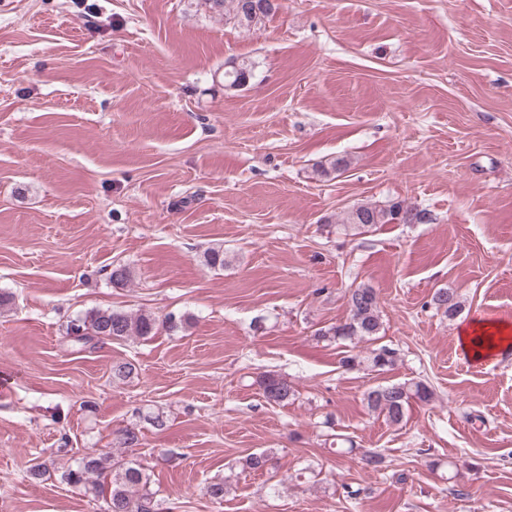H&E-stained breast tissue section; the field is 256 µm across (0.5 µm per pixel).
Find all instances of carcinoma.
<instances>
[{
    "label": "carcinoma",
    "instance_id": "1",
    "mask_svg": "<svg viewBox=\"0 0 512 512\" xmlns=\"http://www.w3.org/2000/svg\"><path fill=\"white\" fill-rule=\"evenodd\" d=\"M209 11L223 17L240 28H250L281 9L270 0H205ZM256 64L242 61L232 69L224 71V87L236 89L249 84L254 76ZM427 213L407 206L401 201L385 204L361 203L348 211L345 223L361 233H367L379 224H422ZM115 287H123L131 280L130 268L117 264L108 274ZM436 308L453 318L460 310L457 296L444 289L432 297ZM350 315L346 321L316 331V336H332L336 339L374 341L381 330V314L376 291L369 285L360 284L348 292ZM170 332L182 328V320L174 315L162 322L147 314H131L122 310H94L70 322L66 329L68 342L81 350L94 349L102 340L124 341L129 338H146L155 334L157 326ZM395 350L381 346L370 352L367 361L376 371H385L396 363ZM264 399L273 404H286L295 396L293 386L280 375L264 374L257 380ZM433 398L432 389L423 382L397 383L377 386L365 392L366 406L393 423L403 421L407 408L413 400L428 403ZM272 457L267 452L250 454L243 459L242 469L254 472L267 468ZM61 478L68 484L80 485L85 493L94 497L103 495L106 512H160L152 493L148 492L150 475L141 465L114 459L107 461L89 453L81 458L76 468L65 471Z\"/></svg>",
    "mask_w": 512,
    "mask_h": 512
}]
</instances>
